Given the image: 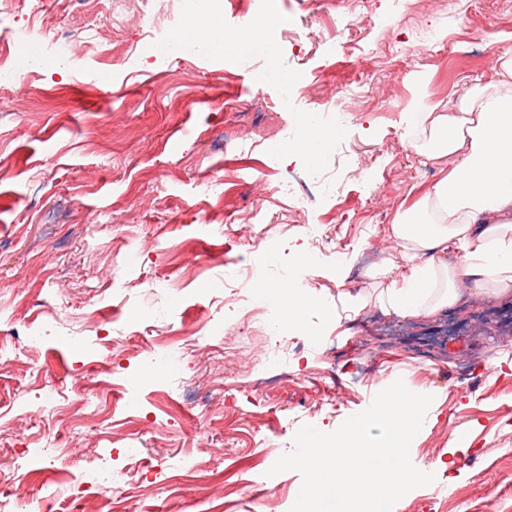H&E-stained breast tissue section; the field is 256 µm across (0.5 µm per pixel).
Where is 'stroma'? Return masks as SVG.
Here are the masks:
<instances>
[{
    "mask_svg": "<svg viewBox=\"0 0 512 512\" xmlns=\"http://www.w3.org/2000/svg\"><path fill=\"white\" fill-rule=\"evenodd\" d=\"M35 4L45 21L80 24L71 0H11L12 25L24 24ZM266 9L281 19L266 34L278 66L308 76L293 111L333 97L348 113L336 152L321 162L335 196L314 214L328 248L350 261L345 278L332 263L295 267L308 243L275 186L279 172L308 169L303 155L272 160L257 148L224 149L223 134L239 129L258 140L293 112L280 110L274 88L254 86L236 58L133 55L145 24L129 0L123 28L98 29L100 44L126 52L122 65L108 55L48 56L29 78V100L0 104V311L13 317L9 334L0 333V492L21 493L26 512H83L90 503L98 512H290L301 474L269 481L265 470L293 450L302 425L329 433L364 411L378 388L351 378L368 361L379 381L439 396L436 423L409 448L412 464L435 480L393 512H512V366L482 373L486 360L512 355V302L476 300L436 320H405L371 304L350 316L344 301L364 291L396 209L441 176L402 137L415 87L441 110L453 107L512 35V0H489L482 12L473 0H372L353 28L352 0H267ZM12 25L0 27V41ZM434 30L444 41H430ZM408 46L417 47L414 58L402 55ZM104 73L119 94L102 88ZM215 176L224 179L222 197L194 194ZM270 240L281 247L272 258L264 252ZM228 261L252 280L278 284L287 273L321 294L323 309L303 327L279 324L306 350L289 376L269 382L261 364L242 363L268 340L255 320L252 340L237 341V313L214 302ZM21 279L30 290L19 296ZM148 288L158 296L144 314ZM163 338L178 339L184 358L154 375L141 357ZM90 353L108 358L96 371L114 413L112 435L84 428L93 451L68 463L70 423L19 395L40 381L76 404L74 376ZM202 432L224 439L222 462L198 446ZM39 439L44 459L15 468ZM451 455L453 473L441 472L439 460ZM107 464L119 491L98 481ZM492 467L501 481L490 486L482 473ZM450 481L462 499L444 508ZM73 485L93 492V502L69 495Z\"/></svg>",
    "mask_w": 512,
    "mask_h": 512,
    "instance_id": "35a3bbf8",
    "label": "stroma"
}]
</instances>
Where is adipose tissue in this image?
Wrapping results in <instances>:
<instances>
[{
	"instance_id": "ef3b65f1",
	"label": "adipose tissue",
	"mask_w": 512,
	"mask_h": 512,
	"mask_svg": "<svg viewBox=\"0 0 512 512\" xmlns=\"http://www.w3.org/2000/svg\"><path fill=\"white\" fill-rule=\"evenodd\" d=\"M271 19L227 34L213 17L194 19L197 37L240 52L264 37ZM404 137L441 177L390 227L387 255L369 272L376 305L403 318L433 319L474 297L512 299V45L499 48L489 77L470 82L453 112L417 90ZM289 324L321 308L319 294L263 284Z\"/></svg>"
}]
</instances>
